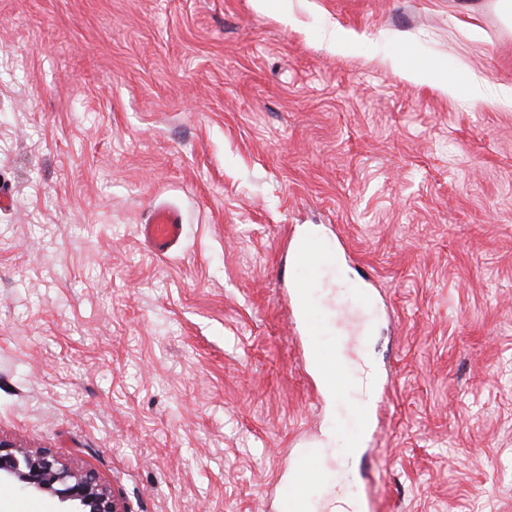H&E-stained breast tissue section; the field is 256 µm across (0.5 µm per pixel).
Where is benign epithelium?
I'll return each instance as SVG.
<instances>
[{
    "label": "benign epithelium",
    "mask_w": 512,
    "mask_h": 512,
    "mask_svg": "<svg viewBox=\"0 0 512 512\" xmlns=\"http://www.w3.org/2000/svg\"><path fill=\"white\" fill-rule=\"evenodd\" d=\"M58 498L59 512H127L91 469L77 470L48 451H31L0 439V484Z\"/></svg>",
    "instance_id": "benign-epithelium-1"
}]
</instances>
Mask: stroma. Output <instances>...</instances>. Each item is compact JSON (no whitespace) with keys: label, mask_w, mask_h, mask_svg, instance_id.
Here are the masks:
<instances>
[{"label":"stroma","mask_w":512,"mask_h":512,"mask_svg":"<svg viewBox=\"0 0 512 512\" xmlns=\"http://www.w3.org/2000/svg\"><path fill=\"white\" fill-rule=\"evenodd\" d=\"M413 56L486 102L407 80ZM502 86L494 0H0V438L127 512H278L346 420L291 323L304 225L371 267L365 354L395 382L326 500L512 512ZM161 204L184 217L164 257L138 234ZM347 498L349 509L351 510V512L374 511L370 490L366 483H360L348 488Z\"/></svg>","instance_id":"obj_1"}]
</instances>
